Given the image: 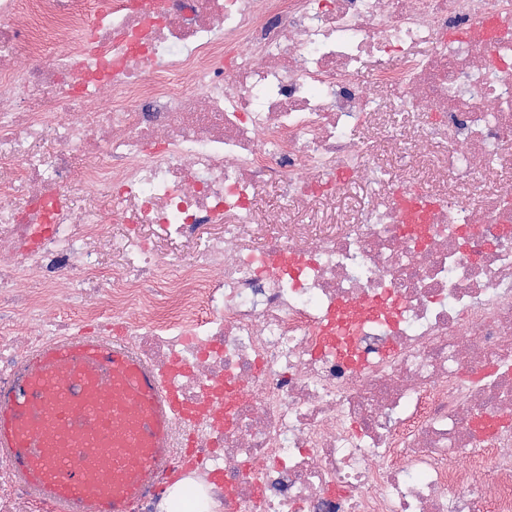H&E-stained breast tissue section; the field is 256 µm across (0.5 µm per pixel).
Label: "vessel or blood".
<instances>
[{
    "label": "vessel or blood",
    "instance_id": "vessel-or-blood-1",
    "mask_svg": "<svg viewBox=\"0 0 512 512\" xmlns=\"http://www.w3.org/2000/svg\"><path fill=\"white\" fill-rule=\"evenodd\" d=\"M112 389L123 394L136 423L109 445L104 436L123 407L109 406ZM173 411L170 390L125 341L78 336L38 352L20 380L0 389V458L56 500L83 501L85 512H125L147 473L169 460ZM50 430L80 436V456H109L119 482L90 493L79 457L48 449Z\"/></svg>",
    "mask_w": 512,
    "mask_h": 512
}]
</instances>
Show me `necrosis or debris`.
Listing matches in <instances>:
<instances>
[{"instance_id": "1", "label": "necrosis or debris", "mask_w": 512, "mask_h": 512, "mask_svg": "<svg viewBox=\"0 0 512 512\" xmlns=\"http://www.w3.org/2000/svg\"><path fill=\"white\" fill-rule=\"evenodd\" d=\"M384 90L440 114L442 182L511 166L512 0H0V378L121 329L178 402L127 512H512V183L410 172L324 231L255 209L363 175ZM0 512L83 510L1 460ZM512 180V168H498L497 177L492 180H486L478 185L472 182L460 181L457 185V191L461 196H469L474 192L481 194H495L500 182Z\"/></svg>"}]
</instances>
